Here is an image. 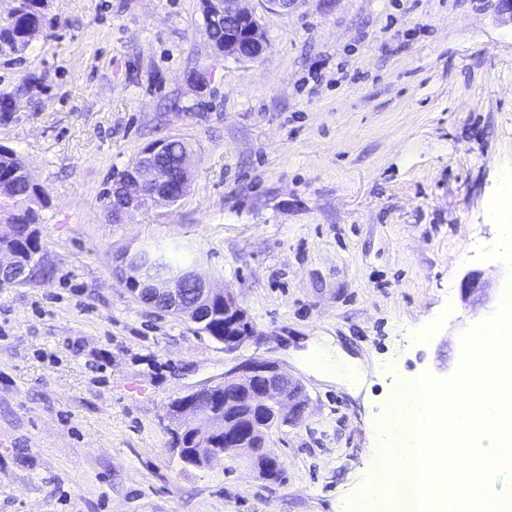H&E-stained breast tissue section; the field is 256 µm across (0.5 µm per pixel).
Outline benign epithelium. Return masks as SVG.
<instances>
[{
  "mask_svg": "<svg viewBox=\"0 0 512 512\" xmlns=\"http://www.w3.org/2000/svg\"><path fill=\"white\" fill-rule=\"evenodd\" d=\"M208 21L224 25V48L220 55L231 56L239 62H254L263 55L267 35L256 12L245 5L246 0H202ZM301 0H260L262 8L270 13L286 15ZM162 144L146 146L138 161L125 172L124 184L112 183V222L125 214L131 215L143 209L140 196L132 191L133 185L148 187L152 192L162 191L167 176L157 167L153 157ZM32 277L33 264L19 268L10 252L0 251V283L15 271ZM121 282L139 301L161 298L167 302V312L195 323L202 322L201 313L224 302V351L232 353L254 336L251 325L245 323L244 313L234 296L226 290H216L200 273L186 267L168 277H156L152 269L144 265L135 253H125L118 266ZM224 388V417L207 413L194 405L178 409L170 421L168 430L180 434L189 427L198 436L224 435V453L238 452L247 447L252 438L268 436L274 430L298 422L306 409L305 389L288 381L279 365L271 360L245 361L224 372L218 383L205 384L194 394L204 395L216 387Z\"/></svg>",
  "mask_w": 512,
  "mask_h": 512,
  "instance_id": "benign-epithelium-1",
  "label": "benign epithelium"
}]
</instances>
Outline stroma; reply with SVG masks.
<instances>
[{"label": "stroma", "instance_id": "stroma-1", "mask_svg": "<svg viewBox=\"0 0 512 512\" xmlns=\"http://www.w3.org/2000/svg\"><path fill=\"white\" fill-rule=\"evenodd\" d=\"M23 57L0 54V122L49 195L39 270L0 286V512H354L402 376L452 377L461 337L499 308L507 269L487 206L512 170V14L499 0H301L261 12L255 62L215 56L200 0H44ZM182 138L189 193L106 221L143 147ZM177 248L232 292L255 338L228 354L140 303L120 256ZM491 288L462 294L468 273ZM364 372L326 377L312 349ZM246 360L308 396L273 431L281 481L242 458L183 467L175 398Z\"/></svg>", "mask_w": 512, "mask_h": 512}]
</instances>
